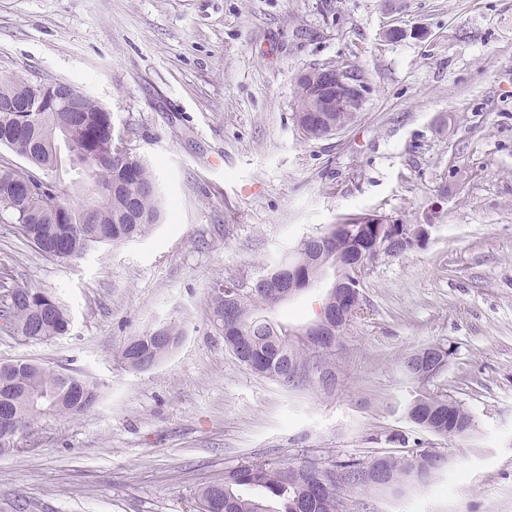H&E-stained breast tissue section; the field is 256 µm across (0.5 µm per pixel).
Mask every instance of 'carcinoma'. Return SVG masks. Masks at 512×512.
Here are the masks:
<instances>
[{
  "mask_svg": "<svg viewBox=\"0 0 512 512\" xmlns=\"http://www.w3.org/2000/svg\"><path fill=\"white\" fill-rule=\"evenodd\" d=\"M48 85L36 86L14 77H0V146L8 148L26 165L0 164V220L17 232L42 255L53 250L59 237L68 240V260L85 254L101 243H119L140 237L158 223L160 210L155 176L132 148L118 149L112 139V113L95 99L84 103L85 111L69 119L67 140L58 144L60 123L65 115L46 101ZM92 160L88 170L93 181L92 195L72 205L62 198L57 183L46 178L77 170L83 157ZM32 183L28 196L15 193V184ZM396 234L393 224H377L364 231L362 225L331 227L323 232L328 245L302 244L310 263L295 268L291 256L272 269H265L252 282L231 281L235 291L226 294V284L211 289L213 325L224 337V345L251 371L284 387L309 377L311 369L334 374L331 347L319 352L301 340L286 325H274L261 314L263 306L277 303L272 291H288V276L311 279L328 266L342 269L358 259L373 266L371 257L390 243ZM0 332L24 343L49 341L66 334L70 315L53 297L19 279L0 283ZM158 333L168 338L161 345L155 332L131 336L120 350V358L132 369L145 370L166 357L180 343L183 332L176 323L160 326ZM410 355L404 369L418 389L404 406L406 418L421 429L444 438L466 434L474 426L473 416L456 400L434 394L427 381L413 370ZM302 373L288 375L290 367ZM10 393L11 406L22 429L46 415L76 416L97 399V388L83 376L53 369L29 359L0 362V388ZM443 467L437 451L423 448L409 457H386L389 484L430 481ZM365 477V463L348 460L333 469L315 466L244 461L206 483L196 492L197 512H336L335 496L344 489L377 487ZM262 491L260 497L242 494L240 489ZM275 500L273 510L266 499Z\"/></svg>",
  "mask_w": 512,
  "mask_h": 512,
  "instance_id": "obj_1",
  "label": "carcinoma"
}]
</instances>
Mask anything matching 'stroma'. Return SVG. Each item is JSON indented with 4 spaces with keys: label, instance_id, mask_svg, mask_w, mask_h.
Instances as JSON below:
<instances>
[{
    "label": "stroma",
    "instance_id": "stroma-1",
    "mask_svg": "<svg viewBox=\"0 0 512 512\" xmlns=\"http://www.w3.org/2000/svg\"><path fill=\"white\" fill-rule=\"evenodd\" d=\"M398 30L387 38V30ZM363 75L335 135L306 138L295 85ZM79 87L152 166L161 219L67 261L0 221V263L67 309L66 335L19 358L88 376L83 414L44 416L0 448V512H194L195 492L246 460L329 467L433 448L423 487L349 488L350 512H512V0H0V76ZM428 224L379 263L336 340V384L254 374L212 326L209 289L251 281L353 214ZM332 276L267 307L314 324ZM181 325L147 370L128 337ZM449 352L429 388L474 417L446 439L408 421L404 357Z\"/></svg>",
    "mask_w": 512,
    "mask_h": 512
}]
</instances>
